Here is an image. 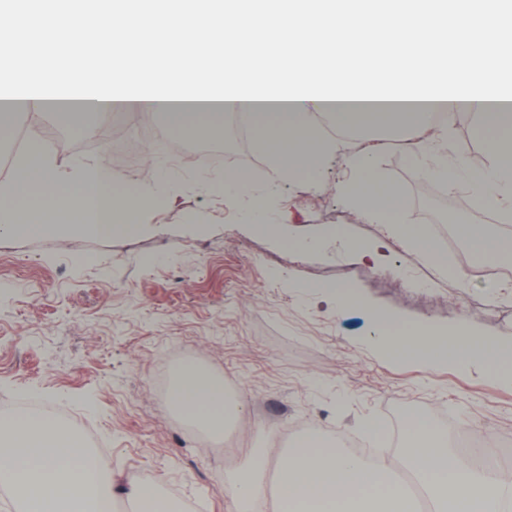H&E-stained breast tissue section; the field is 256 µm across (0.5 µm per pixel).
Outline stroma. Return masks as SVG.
<instances>
[{"label": "stroma", "instance_id": "1", "mask_svg": "<svg viewBox=\"0 0 512 512\" xmlns=\"http://www.w3.org/2000/svg\"><path fill=\"white\" fill-rule=\"evenodd\" d=\"M60 130L61 163H103L125 182L123 145L153 146L132 112L101 115L90 133L77 123ZM368 145L347 135L310 192L302 180L277 179L269 154L252 149L246 197L273 193L290 212L285 222L269 216L265 228L213 192L224 168L170 162L163 185L176 202L144 215L139 232L0 233V399L40 402L93 433L121 512H136L132 478L157 482L171 512L194 500L206 512H232L236 468L225 455L259 448L276 460L305 434L333 444L386 411L512 431L511 380L461 360L429 364L378 348L383 314L512 345V287L468 275L462 260L471 226L512 237V223L458 210L457 245L440 249L451 274H433L389 225L363 221L336 195L345 154ZM375 163L403 197L402 226L434 234L416 191L424 166L397 143ZM380 241L382 267L399 276L393 288L381 287L380 267L359 255ZM333 285L350 288L348 303L330 294ZM188 363L221 377L244 405V423L222 439L195 443L169 395L154 390L159 372L171 377Z\"/></svg>", "mask_w": 512, "mask_h": 512}]
</instances>
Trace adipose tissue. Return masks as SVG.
<instances>
[{
  "label": "adipose tissue",
  "mask_w": 512,
  "mask_h": 512,
  "mask_svg": "<svg viewBox=\"0 0 512 512\" xmlns=\"http://www.w3.org/2000/svg\"><path fill=\"white\" fill-rule=\"evenodd\" d=\"M479 17L491 40L471 51L468 31H448L460 9ZM142 0H124L121 10L93 16L64 10L0 16V96L40 110L45 101L68 95L64 117L78 116L93 128L115 107L164 116L183 135L221 128L225 112L249 116L257 146L287 147L270 159L280 177L314 179L335 144L313 118L326 112L334 128L381 129L372 149L348 153V173L336 190L346 207L371 223H396L399 191L383 182L373 150L402 133L411 157L431 160L435 179L463 185L478 208L512 222V0H192L184 22L157 42L150 55L128 53L131 32L154 26ZM54 27L68 36L84 77L67 76L55 64L35 65L10 53L19 30L39 34ZM112 32L121 67L98 77L92 46ZM473 112L485 161L480 175L448 157V127L456 112ZM144 163L151 175L118 187L109 168H68L32 136L9 177L0 181V230L30 237L57 232L47 217L67 206L75 223L112 235L136 230L140 199L159 193L162 173L154 155ZM31 196L37 207L20 221L15 198ZM385 349L420 353L430 363L448 360L449 345L464 359H484L488 368L512 379V347L487 356L485 343L466 333L447 338L409 330L382 317ZM178 412L212 432L241 420L243 406L228 397L221 381L193 365L180 367L170 389ZM407 464L423 482L434 512H502L512 500V479L469 466L448 448V436L417 417L402 429ZM395 462L351 460L347 452L314 435L298 440L270 462L249 453L233 486V512H418L419 503L394 483ZM92 453L73 435L38 412L0 417V486L14 496L19 512H110L112 493L101 480Z\"/></svg>",
  "instance_id": "obj_1"
}]
</instances>
